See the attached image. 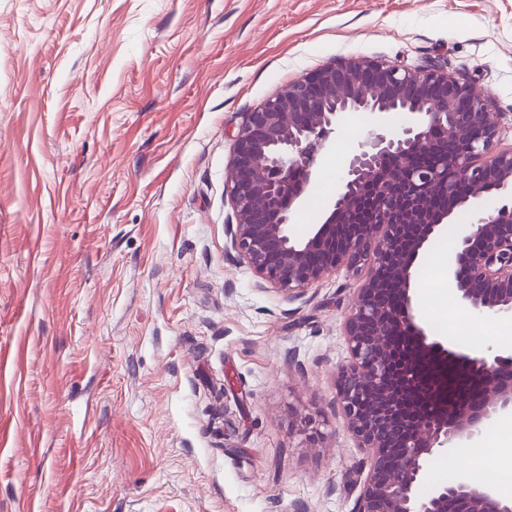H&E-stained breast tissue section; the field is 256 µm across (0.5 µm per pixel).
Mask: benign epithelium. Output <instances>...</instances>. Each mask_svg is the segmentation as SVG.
I'll return each instance as SVG.
<instances>
[{"mask_svg":"<svg viewBox=\"0 0 512 512\" xmlns=\"http://www.w3.org/2000/svg\"><path fill=\"white\" fill-rule=\"evenodd\" d=\"M489 96L437 69L364 58L324 65L247 113L229 162L231 247L271 289L300 296L342 267L367 275L344 322L336 379L345 429L367 451L354 512H512L487 486L458 480L416 495L431 457L512 414V351L464 352L418 322L420 250L457 209L489 194L493 211L460 235L449 271L478 315L512 314V146H499ZM407 115L367 132L326 219L288 232L342 114Z\"/></svg>","mask_w":512,"mask_h":512,"instance_id":"benign-epithelium-1","label":"benign epithelium"}]
</instances>
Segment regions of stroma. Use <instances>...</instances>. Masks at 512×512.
<instances>
[{"label":"stroma","instance_id":"stroma-1","mask_svg":"<svg viewBox=\"0 0 512 512\" xmlns=\"http://www.w3.org/2000/svg\"><path fill=\"white\" fill-rule=\"evenodd\" d=\"M350 57L487 90L512 145V0H0V512H353L367 454L333 401L364 277L264 289L226 234L247 112ZM374 122L343 115L292 238ZM473 220L413 288L498 350L512 317L435 280Z\"/></svg>","mask_w":512,"mask_h":512}]
</instances>
